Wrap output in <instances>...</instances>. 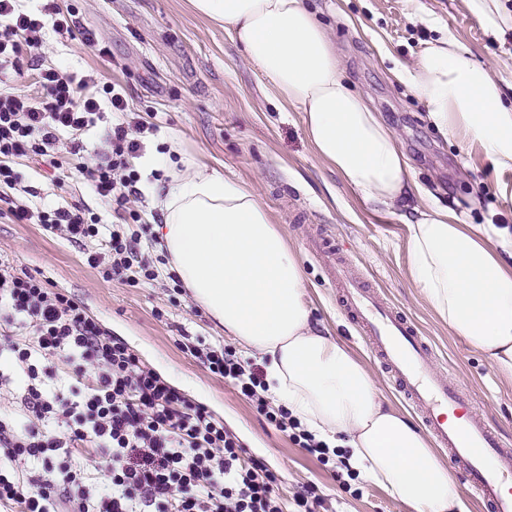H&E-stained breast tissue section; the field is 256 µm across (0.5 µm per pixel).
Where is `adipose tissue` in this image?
I'll return each mask as SVG.
<instances>
[{
	"label": "adipose tissue",
	"mask_w": 512,
	"mask_h": 512,
	"mask_svg": "<svg viewBox=\"0 0 512 512\" xmlns=\"http://www.w3.org/2000/svg\"><path fill=\"white\" fill-rule=\"evenodd\" d=\"M229 30L284 104L304 114L317 155L372 205L421 198L407 221L410 275L447 326L512 375V232L480 230L428 202L395 132L345 82L336 45L305 0H189ZM448 140L478 145L491 168L512 171V102L489 67L452 35L428 42L403 75ZM143 159L168 180L146 188L163 222L158 247L193 300L245 352L265 362L269 395L365 480L414 512H455L460 491L410 420L384 404L365 364L313 316L296 255L262 201L191 157Z\"/></svg>",
	"instance_id": "1"
}]
</instances>
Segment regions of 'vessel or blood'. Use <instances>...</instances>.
Returning <instances> with one entry per match:
<instances>
[{"label":"vessel or blood","mask_w":512,"mask_h":512,"mask_svg":"<svg viewBox=\"0 0 512 512\" xmlns=\"http://www.w3.org/2000/svg\"><path fill=\"white\" fill-rule=\"evenodd\" d=\"M331 281L338 304L356 321L393 388L418 412L435 445L447 452L466 493L489 512H512V496L501 492L504 476H512V445L481 418L477 401L461 385L431 372L432 346L381 290L338 259Z\"/></svg>","instance_id":"1"}]
</instances>
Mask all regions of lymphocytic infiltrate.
I'll return each mask as SVG.
<instances>
[{"label": "lymphocytic infiltrate", "instance_id": "obj_1", "mask_svg": "<svg viewBox=\"0 0 512 512\" xmlns=\"http://www.w3.org/2000/svg\"><path fill=\"white\" fill-rule=\"evenodd\" d=\"M0 0V76L20 73L22 58L42 47L43 17ZM115 120L111 152L78 163L94 193L125 208L137 196L138 174L127 163L140 144L121 93L109 100ZM104 114L86 81L44 67L28 91H0V187L20 180L14 160L40 157L53 169L57 147L70 137L79 155L82 134ZM20 221L36 220L80 246L87 263L125 283L157 280L160 271L138 233L102 224L74 205L49 211L18 206ZM183 352L238 393L322 464L347 469L331 450L266 394L265 373L228 345L181 342ZM0 387L22 374L19 416L0 415V512H316L323 500L304 487L284 497L275 473L249 456L223 418L165 381L128 344L102 326L76 298L0 255ZM94 454L109 478L87 468Z\"/></svg>", "mask_w": 512, "mask_h": 512}]
</instances>
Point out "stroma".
Masks as SVG:
<instances>
[{
  "label": "stroma",
  "instance_id": "obj_1",
  "mask_svg": "<svg viewBox=\"0 0 512 512\" xmlns=\"http://www.w3.org/2000/svg\"><path fill=\"white\" fill-rule=\"evenodd\" d=\"M96 32L107 56L56 31L43 30L40 54L24 57L22 78L12 89L27 90L38 67L55 66L87 79L95 90L114 85L128 104L129 120L145 127L141 154L164 150L177 139L182 151L225 179L242 184L265 205L283 231L317 304L315 317L351 348L373 373L382 397L398 409L405 402L390 387L377 359L336 303L329 259L312 247L326 227L337 252L368 283L382 289L429 338L445 370L479 402L481 417L512 437V377L491 368L465 338L449 333L409 275L406 216L410 205L387 211L359 194L316 156L302 112L280 106L268 83L244 59L229 32L196 15L188 0H56ZM330 31L342 75L367 106L396 133L412 178L435 204L463 224H493L512 231V201L496 192L500 176L474 145L443 139L398 72L413 67L427 42L455 36L492 75L512 86V30L494 34L470 15L464 0H308ZM19 188L0 187V251L20 271L38 273L54 287L74 293L103 326L128 343L163 379L223 417L248 452L273 470L284 496L314 487L329 512H412L403 501L362 479L343 491L315 457L268 424L234 387L211 377L178 347L181 330L208 343L232 344L188 294L160 283L131 287L108 280L77 247L14 218V207L50 209L76 204L122 223L114 205L100 200L89 182L64 166L59 183L42 166L18 159Z\"/></svg>",
  "mask_w": 512,
  "mask_h": 512
}]
</instances>
